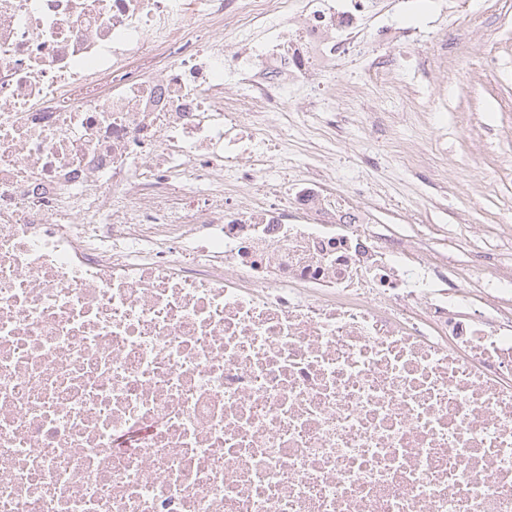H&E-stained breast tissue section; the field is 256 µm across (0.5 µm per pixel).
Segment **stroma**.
<instances>
[{"label": "stroma", "instance_id": "obj_1", "mask_svg": "<svg viewBox=\"0 0 512 512\" xmlns=\"http://www.w3.org/2000/svg\"><path fill=\"white\" fill-rule=\"evenodd\" d=\"M387 22L420 32L416 62L376 76L337 61L323 83L351 122V139L315 133L318 107L290 127L303 179L356 184L379 232L413 243L410 260L448 258L447 284L480 298L512 266V0H393Z\"/></svg>", "mask_w": 512, "mask_h": 512}]
</instances>
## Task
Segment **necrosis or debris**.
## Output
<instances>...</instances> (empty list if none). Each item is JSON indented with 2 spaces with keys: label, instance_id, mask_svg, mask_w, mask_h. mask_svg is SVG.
Here are the masks:
<instances>
[{
  "label": "necrosis or debris",
  "instance_id": "necrosis-or-debris-1",
  "mask_svg": "<svg viewBox=\"0 0 512 512\" xmlns=\"http://www.w3.org/2000/svg\"><path fill=\"white\" fill-rule=\"evenodd\" d=\"M384 14L0 0V512H512V268L482 315L292 177Z\"/></svg>",
  "mask_w": 512,
  "mask_h": 512
}]
</instances>
